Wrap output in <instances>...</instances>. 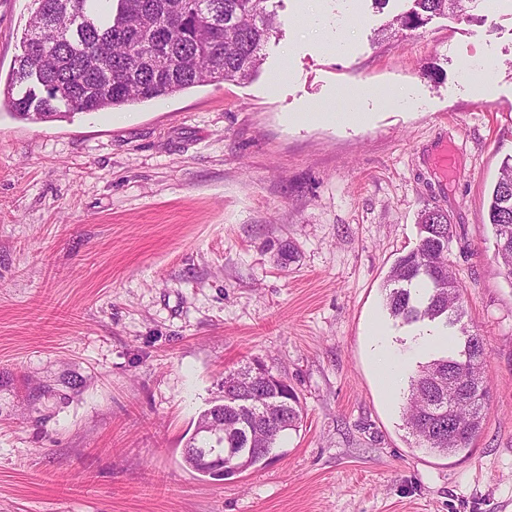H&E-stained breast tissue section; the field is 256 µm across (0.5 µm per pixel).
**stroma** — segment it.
Masks as SVG:
<instances>
[{"label":"stroma","instance_id":"stroma-1","mask_svg":"<svg viewBox=\"0 0 512 512\" xmlns=\"http://www.w3.org/2000/svg\"><path fill=\"white\" fill-rule=\"evenodd\" d=\"M258 75L34 122L0 110V512H512V280L492 187L512 156V0L387 29L410 0H274ZM31 0H0V79ZM447 146L455 172L432 165ZM482 336L469 450L417 448L387 388L383 285L421 210ZM261 361L299 428L226 481L182 452L224 374Z\"/></svg>","mask_w":512,"mask_h":512}]
</instances>
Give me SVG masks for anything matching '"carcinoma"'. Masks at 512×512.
Segmentation results:
<instances>
[{
	"instance_id": "cac0c4a2",
	"label": "carcinoma",
	"mask_w": 512,
	"mask_h": 512,
	"mask_svg": "<svg viewBox=\"0 0 512 512\" xmlns=\"http://www.w3.org/2000/svg\"><path fill=\"white\" fill-rule=\"evenodd\" d=\"M394 18L422 27L436 15L467 13L476 0H412ZM269 0H32L4 90L3 104L27 118L48 120L143 103L219 81H248L262 64V47L277 29ZM166 65L152 64L157 48ZM494 252L512 280V158L503 162L488 210ZM419 239L400 256L385 281V305L403 322L436 320L459 327L456 347L418 366L403 408L417 446L438 455L468 449L487 415L488 383L483 339L463 322V284L453 269V225L440 209L421 211ZM422 281L427 296L416 298ZM253 368L229 372L246 401L224 407V440L190 437L194 455L184 462L213 477L198 458L222 457L255 467L265 462L287 431L298 427L299 397L283 384L251 391Z\"/></svg>"
}]
</instances>
